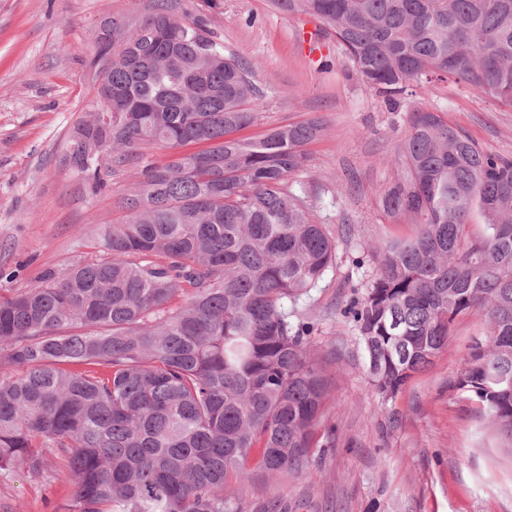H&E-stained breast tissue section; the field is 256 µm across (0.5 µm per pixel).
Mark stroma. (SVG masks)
Wrapping results in <instances>:
<instances>
[{"label":"stroma","mask_w":512,"mask_h":512,"mask_svg":"<svg viewBox=\"0 0 512 512\" xmlns=\"http://www.w3.org/2000/svg\"><path fill=\"white\" fill-rule=\"evenodd\" d=\"M191 2L226 49L253 66L264 94L257 122L241 137L320 123L288 186L336 244L333 266L295 304L314 323L312 356L328 386L316 432L336 427V445L310 449L303 473L256 470L231 481L245 512L275 502L282 512H512V451L500 447L467 394L448 388L483 328L481 316L457 319L432 364L388 401L371 387L358 331L340 314L373 272L355 258L412 232L384 206L402 172L395 157L410 108L441 113L484 150L512 158V105L448 81L411 87L393 109L308 14L271 0ZM150 7L151 0H0V295L101 258L100 225L122 222L118 202L135 168L116 170L109 190L95 194L67 156L98 84L102 25L137 22ZM308 34L321 41V55L308 54ZM74 496L58 459L35 476L22 467L0 476V512H66Z\"/></svg>","instance_id":"1"}]
</instances>
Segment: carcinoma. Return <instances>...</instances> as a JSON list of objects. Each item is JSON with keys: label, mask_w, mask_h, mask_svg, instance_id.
<instances>
[{"label": "carcinoma", "mask_w": 512, "mask_h": 512, "mask_svg": "<svg viewBox=\"0 0 512 512\" xmlns=\"http://www.w3.org/2000/svg\"><path fill=\"white\" fill-rule=\"evenodd\" d=\"M274 5L313 16L391 105L436 80L512 105V0ZM94 63L100 83L68 155L94 191L144 145L201 149L139 165L125 222L99 234L104 258L0 298V475L60 457L76 487L69 512H242L227 475L243 480L250 462L303 471L327 393L313 324L288 310L336 259L288 189L321 126L233 136L257 119L254 69L180 0H153L131 28L104 24ZM409 125L385 204L415 232L374 251L342 315L390 399L457 318L481 311L484 331L448 388L512 449V159L438 112L414 107Z\"/></svg>", "instance_id": "1"}]
</instances>
